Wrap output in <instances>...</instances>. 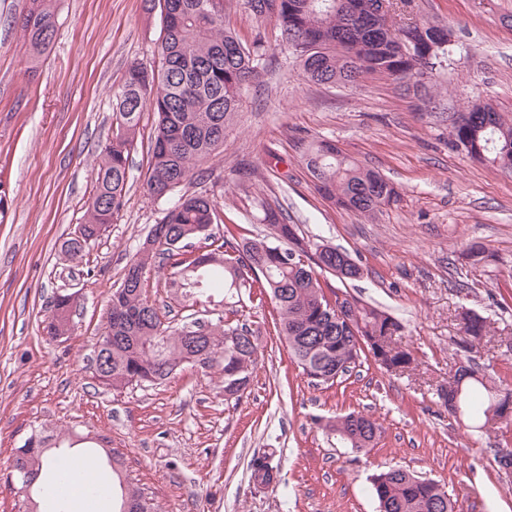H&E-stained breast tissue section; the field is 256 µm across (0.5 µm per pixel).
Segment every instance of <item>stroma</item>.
Here are the masks:
<instances>
[{"label":"stroma","mask_w":512,"mask_h":512,"mask_svg":"<svg viewBox=\"0 0 512 512\" xmlns=\"http://www.w3.org/2000/svg\"><path fill=\"white\" fill-rule=\"evenodd\" d=\"M22 8L23 0H0V512L18 507L15 448L34 434L71 431L97 438L94 453L119 451V472L104 468L100 484L120 475L156 512H379L370 479L391 467L445 486L455 512H512V473L495 462L497 449L512 448V429L468 427L437 396L456 359L463 305L491 321L473 354L482 374L512 383V174L448 145L455 118L473 103L512 120V0H406V17L452 35L421 97L402 80L305 81L274 19L230 0L227 27L247 43L263 38L268 51L204 179L184 192L213 198L216 238L269 235L263 207L271 204L305 240L349 253L363 276L330 285L398 318V342L415 363L391 375L367 359L346 380L311 387L276 331L270 300L245 296L261 351L249 389L229 401L215 370L188 367L115 392L90 369L110 296L170 206L144 190L152 112L141 115L118 219L77 256L64 250L94 194L125 71L158 58L159 15L143 0H53L54 43L36 61L18 24ZM321 140L383 174L400 201L367 219L323 198L302 159L303 146ZM469 243L489 254L485 266L464 265ZM144 287L174 326L215 317L211 305L176 297L157 266L146 267ZM74 292L73 333L48 338L52 297ZM353 411L382 428L369 452L323 428ZM270 448L281 481L260 490L249 462Z\"/></svg>","instance_id":"obj_1"}]
</instances>
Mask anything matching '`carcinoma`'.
Here are the masks:
<instances>
[{
  "label": "carcinoma",
  "mask_w": 512,
  "mask_h": 512,
  "mask_svg": "<svg viewBox=\"0 0 512 512\" xmlns=\"http://www.w3.org/2000/svg\"><path fill=\"white\" fill-rule=\"evenodd\" d=\"M147 13L159 11L162 37L159 64L134 62L121 88L113 96L112 142L102 147L96 168L95 194L85 223L69 240L68 253H81L83 245L100 238L97 227L117 220L125 205L129 161L136 143L141 114L150 108L157 120L151 138V162L146 191L155 199L172 196L224 143V128L237 112L245 86L260 77L266 45L262 39L243 43L224 25L226 0H144ZM377 0H243L256 18L274 19L283 42L288 32L310 40L312 49L299 60L303 75L318 85L349 84L365 76L406 77L408 60L398 52L397 39L413 30L393 24L392 15L376 7ZM21 27L28 34L32 55L40 59L55 35L51 0H24ZM449 144L466 146V154L512 172V123L505 122L488 103L459 113ZM306 168L319 192L344 209L364 217L375 215L397 201V191L379 172L360 166L327 141L302 150ZM216 204L202 194H182L167 209L165 240L149 247L145 238L129 260L121 284L112 291L109 321L112 345L102 349L99 382L121 391L140 384H157L186 366L216 369L224 377V399L240 398L233 389L250 385L260 342L247 323L243 307L234 297L244 289H259L275 303L278 333L291 358L316 386H332L336 375L357 366L364 349L359 337L400 336L402 323L386 311L364 304L339 288L324 289L322 278L334 274L345 251L305 243L290 232L282 211L264 208L271 236L230 245L214 240L191 270L180 249L207 235L216 223ZM461 257L472 268L485 265L488 256L477 245L463 249ZM172 269L170 287L185 301L217 303L224 314L207 331L205 343L213 356L198 359L180 339L186 326L166 323L143 288V270L149 264ZM459 351L465 356L449 372L448 387L439 390L448 412L460 409L479 425L494 407L512 402V385L475 376L467 353L490 333L488 318L473 309L459 313ZM51 325L60 335L73 331L65 300L55 298ZM325 429L359 452L374 446L381 427L372 416L349 413L329 420ZM56 463V480L75 473L77 461L66 451V439L38 437L37 447L25 457L15 456L13 467L42 474L46 456ZM275 452L255 456L249 463V482L263 487L279 482ZM371 491L384 512H454V502L438 482L402 468L373 475ZM155 512L151 499L137 490L120 488L115 510Z\"/></svg>",
  "instance_id": "obj_1"
}]
</instances>
